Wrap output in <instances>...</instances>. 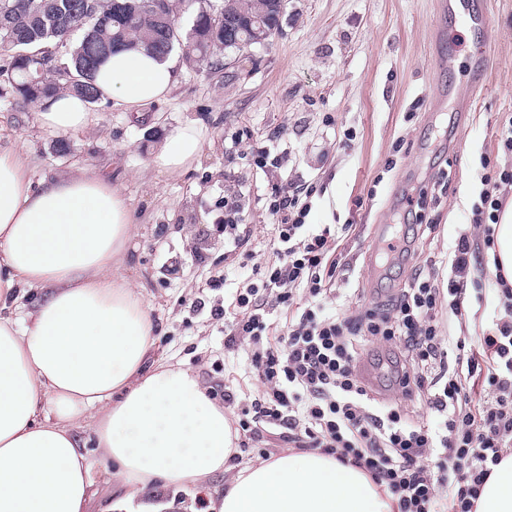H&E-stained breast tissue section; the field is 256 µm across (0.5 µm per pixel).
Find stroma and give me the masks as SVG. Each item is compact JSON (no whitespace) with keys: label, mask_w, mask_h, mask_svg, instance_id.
I'll return each instance as SVG.
<instances>
[{"label":"stroma","mask_w":512,"mask_h":512,"mask_svg":"<svg viewBox=\"0 0 512 512\" xmlns=\"http://www.w3.org/2000/svg\"><path fill=\"white\" fill-rule=\"evenodd\" d=\"M440 2L288 0L279 35L253 46L238 74L179 64L168 100L139 121L94 105L91 132L42 128L34 107L0 81V134L21 141L33 182L83 168L122 185L136 232L120 272L138 286L155 355L196 374L216 400L232 389L229 416L254 397L256 381L246 350L226 348L209 306L267 259L272 185L316 186L308 223L351 225L336 253V301L354 306L402 287L414 268L472 234L482 158L512 167V155L497 150L512 119V0H479L489 14L482 28ZM480 47L490 63L477 85ZM189 120L203 130L200 162L171 175L149 167L155 144ZM260 149L278 167H257ZM421 186L433 226L416 239L417 261L380 274L370 246ZM230 196L252 233L237 251L214 228ZM198 298L206 306L192 310Z\"/></svg>","instance_id":"1"}]
</instances>
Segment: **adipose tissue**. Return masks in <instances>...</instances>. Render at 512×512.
Masks as SVG:
<instances>
[{"instance_id": "1", "label": "adipose tissue", "mask_w": 512, "mask_h": 512, "mask_svg": "<svg viewBox=\"0 0 512 512\" xmlns=\"http://www.w3.org/2000/svg\"><path fill=\"white\" fill-rule=\"evenodd\" d=\"M178 58L115 51L100 68L102 99L140 114L165 101ZM55 133L87 131L85 99L61 93L36 114ZM197 122L174 129L150 164L175 174L197 162ZM134 237L128 200L109 175L77 170L33 185L18 140L0 141V512H86L92 462L78 428L124 487L105 512H176L160 490L223 476L218 512H397L361 471L335 457L284 452L234 469L231 424L200 379L154 356L153 327L119 270ZM38 288L35 307L9 302ZM474 512H512V455L494 467Z\"/></svg>"}]
</instances>
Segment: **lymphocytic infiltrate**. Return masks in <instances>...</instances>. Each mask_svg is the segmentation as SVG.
<instances>
[{"mask_svg": "<svg viewBox=\"0 0 512 512\" xmlns=\"http://www.w3.org/2000/svg\"><path fill=\"white\" fill-rule=\"evenodd\" d=\"M486 191L472 209L482 243L455 242L451 275L415 270L389 298L357 308L334 303L342 233L305 229L313 187H273L269 257L228 301V346H246L257 393L237 422L251 440L277 434L284 447L320 451L366 473L398 500V512H473L481 486L512 452V289L504 315L479 337L444 336L439 316L464 315L481 281L469 279L479 245H491L512 168L486 165ZM279 311L281 322L268 315ZM382 370L379 397L359 379L362 361ZM428 409L436 426L414 420Z\"/></svg>", "mask_w": 512, "mask_h": 512, "instance_id": "lymphocytic-infiltrate-1", "label": "lymphocytic infiltrate"}]
</instances>
